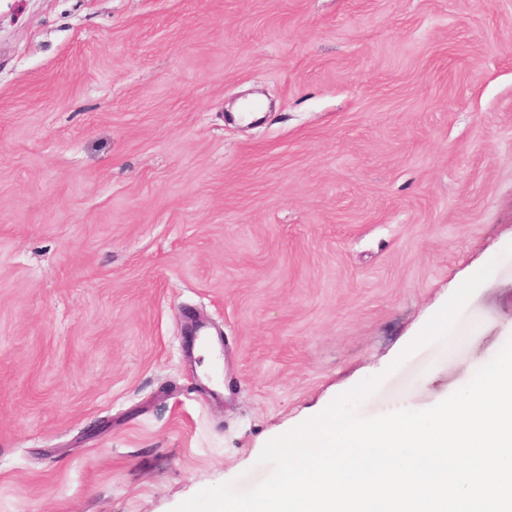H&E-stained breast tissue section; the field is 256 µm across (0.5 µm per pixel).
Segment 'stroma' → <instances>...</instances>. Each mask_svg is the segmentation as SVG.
<instances>
[{"label":"stroma","instance_id":"stroma-1","mask_svg":"<svg viewBox=\"0 0 512 512\" xmlns=\"http://www.w3.org/2000/svg\"><path fill=\"white\" fill-rule=\"evenodd\" d=\"M511 244L512 0H0V512L249 490L374 375L432 407L512 341Z\"/></svg>","mask_w":512,"mask_h":512}]
</instances>
